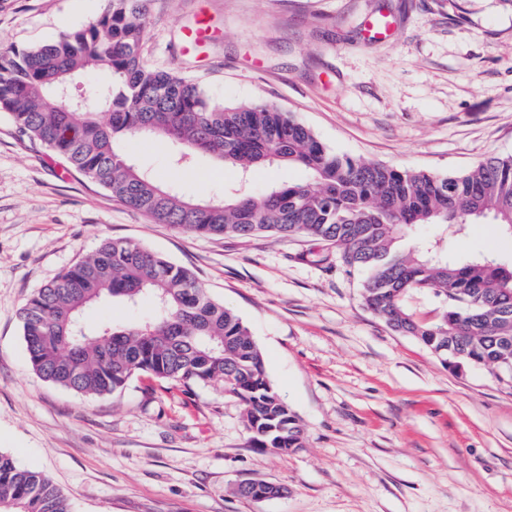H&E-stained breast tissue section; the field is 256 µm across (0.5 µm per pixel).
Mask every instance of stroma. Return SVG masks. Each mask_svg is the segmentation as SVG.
I'll list each match as a JSON object with an SVG mask.
<instances>
[{
  "label": "stroma",
  "instance_id": "stroma-1",
  "mask_svg": "<svg viewBox=\"0 0 512 512\" xmlns=\"http://www.w3.org/2000/svg\"><path fill=\"white\" fill-rule=\"evenodd\" d=\"M108 0H0V44L32 47ZM143 58L227 106L267 102L334 152L442 175L512 156V8L502 0H150ZM208 15L214 36L185 47ZM177 144L139 139L156 182L219 203L302 183L296 166L241 176ZM105 239L191 269L248 326L306 441L250 443L241 401L217 383L144 374L89 397L31 368L18 313ZM461 256L512 259L491 224L449 234ZM363 272L302 238L202 237L131 210L31 143L0 112V452L46 475L73 512H512V374L453 371L362 296ZM284 487L239 498L237 482Z\"/></svg>",
  "mask_w": 512,
  "mask_h": 512
}]
</instances>
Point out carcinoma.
<instances>
[{
  "mask_svg": "<svg viewBox=\"0 0 512 512\" xmlns=\"http://www.w3.org/2000/svg\"><path fill=\"white\" fill-rule=\"evenodd\" d=\"M148 2L109 0L102 16L51 44L0 45V112L156 224L203 236L326 243L344 265L366 274L364 301L391 330L450 367L512 372V261L454 255L445 236L410 243L419 224L461 232L490 220L512 235V156L456 175L396 169L328 149L273 104L215 103L198 85L144 61ZM87 70L107 76L103 92L63 111L62 91ZM142 136L181 145L183 165L205 153L244 175L300 166L310 181L198 201L160 187L130 159L132 139ZM425 290L442 299L433 320L407 306L411 294ZM145 297L157 315L93 331L82 323L90 305L134 306ZM19 320L32 370L54 385L103 397L121 392L136 372L184 387L217 382L242 401L254 447L275 454L304 447L305 430L271 384L243 320L208 297L190 269L139 244L104 241L33 294ZM0 512L71 509L49 478L0 453Z\"/></svg>",
  "mask_w": 512,
  "mask_h": 512,
  "instance_id": "1",
  "label": "carcinoma"
}]
</instances>
